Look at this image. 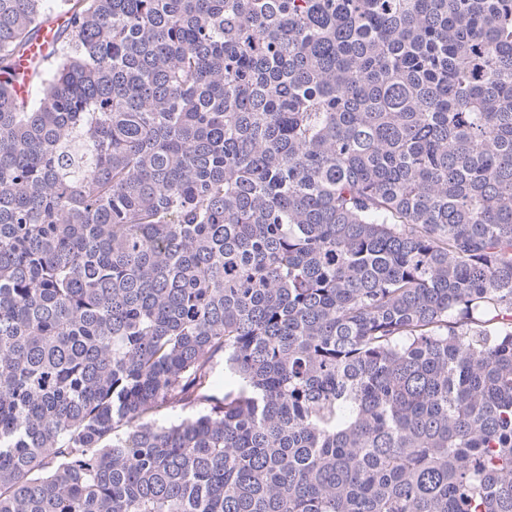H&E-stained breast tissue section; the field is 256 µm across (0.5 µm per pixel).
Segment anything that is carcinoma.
<instances>
[{
  "label": "carcinoma",
  "mask_w": 512,
  "mask_h": 512,
  "mask_svg": "<svg viewBox=\"0 0 512 512\" xmlns=\"http://www.w3.org/2000/svg\"><path fill=\"white\" fill-rule=\"evenodd\" d=\"M60 16L0 512H512V0H0V75Z\"/></svg>",
  "instance_id": "cac0c4a2"
}]
</instances>
